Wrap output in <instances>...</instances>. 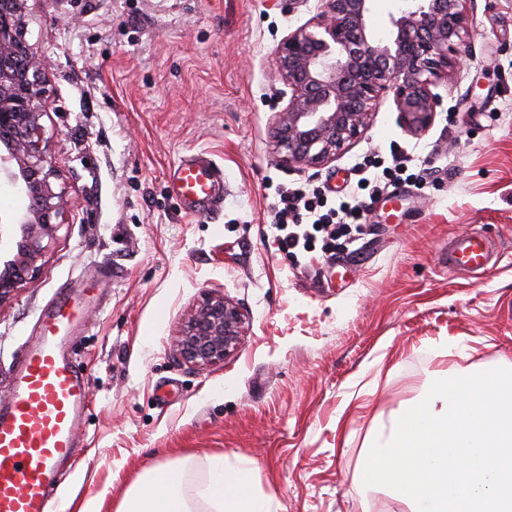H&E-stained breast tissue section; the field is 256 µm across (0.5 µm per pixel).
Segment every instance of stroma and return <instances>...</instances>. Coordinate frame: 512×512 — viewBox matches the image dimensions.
Masks as SVG:
<instances>
[{"mask_svg": "<svg viewBox=\"0 0 512 512\" xmlns=\"http://www.w3.org/2000/svg\"><path fill=\"white\" fill-rule=\"evenodd\" d=\"M317 0H28L26 40L52 80L41 123L65 188L64 223L32 277L0 304V401L59 292L92 288L69 351L90 374L87 461L64 497L114 512L142 475L174 463L194 512L209 462L247 458L275 512H400L360 479L382 420L431 371L512 361V0H476L469 50L411 132L384 93L365 133L305 172L279 166L271 134L289 90L280 40ZM224 171V202L188 216L169 187L185 155ZM408 160L417 181L372 204L368 233L286 256L269 247L277 186L336 196L363 160ZM480 230L503 254L479 277L448 271L451 236ZM247 317L237 352L198 371L173 351L201 295ZM459 340L452 356L440 346Z\"/></svg>", "mask_w": 512, "mask_h": 512, "instance_id": "1", "label": "stroma"}]
</instances>
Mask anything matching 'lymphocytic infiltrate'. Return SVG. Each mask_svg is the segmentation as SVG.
Segmentation results:
<instances>
[{
	"label": "lymphocytic infiltrate",
	"mask_w": 512,
	"mask_h": 512,
	"mask_svg": "<svg viewBox=\"0 0 512 512\" xmlns=\"http://www.w3.org/2000/svg\"><path fill=\"white\" fill-rule=\"evenodd\" d=\"M412 179L406 162L397 160L379 176L360 178L356 190L334 201L303 184L279 188L271 204L273 242L279 252L290 255L317 248L331 251L338 239L363 235L368 205L361 191L375 198L386 186Z\"/></svg>",
	"instance_id": "lymphocytic-infiltrate-1"
}]
</instances>
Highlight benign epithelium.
<instances>
[{
    "mask_svg": "<svg viewBox=\"0 0 512 512\" xmlns=\"http://www.w3.org/2000/svg\"><path fill=\"white\" fill-rule=\"evenodd\" d=\"M372 2L321 0L316 14L276 47V75L290 90L272 122L278 165L309 169L335 160L369 126L383 92H393L412 131L433 122L440 100L430 86L461 63L456 45L469 36L473 0H400L384 38L369 23ZM12 4L0 19V176L27 205L11 222L20 240L0 260V304L33 274L43 241L54 238L67 206L65 189L51 182L41 124L51 80L23 37L27 0ZM245 332L240 308L214 289L181 324L175 351L183 363L206 369L231 357Z\"/></svg>",
    "mask_w": 512,
    "mask_h": 512,
    "instance_id": "benign-epithelium-1",
    "label": "benign epithelium"
}]
</instances>
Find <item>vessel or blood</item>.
<instances>
[{"instance_id":"1","label":"vessel or blood","mask_w":512,"mask_h":512,"mask_svg":"<svg viewBox=\"0 0 512 512\" xmlns=\"http://www.w3.org/2000/svg\"><path fill=\"white\" fill-rule=\"evenodd\" d=\"M172 192L188 214L216 211L224 200V172L208 156L180 159ZM499 254L478 231L449 240V271L478 275ZM82 316L80 303L59 297L43 310L37 343L20 355L12 376L14 394L0 404V512H60L63 469L86 456L78 438L90 396V375L68 345Z\"/></svg>"}]
</instances>
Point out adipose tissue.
I'll return each instance as SVG.
<instances>
[{"label": "adipose tissue", "instance_id": "adipose-tissue-1", "mask_svg": "<svg viewBox=\"0 0 512 512\" xmlns=\"http://www.w3.org/2000/svg\"><path fill=\"white\" fill-rule=\"evenodd\" d=\"M200 495L212 512H272L269 501L252 487V470L214 458L210 478ZM116 512H191L180 469L164 466L146 473L139 486L127 490Z\"/></svg>", "mask_w": 512, "mask_h": 512}]
</instances>
